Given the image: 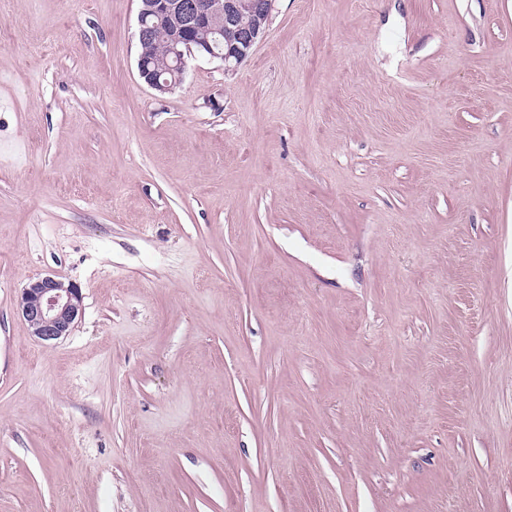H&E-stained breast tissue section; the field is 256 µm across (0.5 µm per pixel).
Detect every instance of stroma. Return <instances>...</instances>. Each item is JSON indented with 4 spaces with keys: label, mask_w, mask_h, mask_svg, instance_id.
<instances>
[{
    "label": "stroma",
    "mask_w": 512,
    "mask_h": 512,
    "mask_svg": "<svg viewBox=\"0 0 512 512\" xmlns=\"http://www.w3.org/2000/svg\"><path fill=\"white\" fill-rule=\"evenodd\" d=\"M137 9L0 0V512H512V0ZM137 37L140 54L153 62L138 59L143 81L161 94L171 92L181 83L190 58H206L219 62L225 73H234L264 38L261 24L242 26L240 16L249 10L255 17L266 18L276 0H138ZM169 28L167 51L162 27ZM153 36L146 40L152 35ZM146 40V41H145ZM166 52V55H165ZM171 75V80L164 77ZM82 299L77 285L47 275L23 288L19 308L32 335L52 342L69 336L82 313Z\"/></svg>",
    "instance_id": "35a3bbf8"
}]
</instances>
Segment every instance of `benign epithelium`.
I'll list each match as a JSON object with an SVG mask.
<instances>
[{
    "label": "benign epithelium",
    "instance_id": "obj_1",
    "mask_svg": "<svg viewBox=\"0 0 512 512\" xmlns=\"http://www.w3.org/2000/svg\"><path fill=\"white\" fill-rule=\"evenodd\" d=\"M137 37L143 42L157 24L169 28L164 63H149L139 58L137 65L143 81L161 94L181 83L188 60L206 58L233 73L264 38L261 25L243 26V11L267 18L276 0H138ZM171 78H165V75ZM81 288L54 276L29 282L21 295L19 308L31 333L43 342L59 340L70 334L82 313Z\"/></svg>",
    "mask_w": 512,
    "mask_h": 512
}]
</instances>
